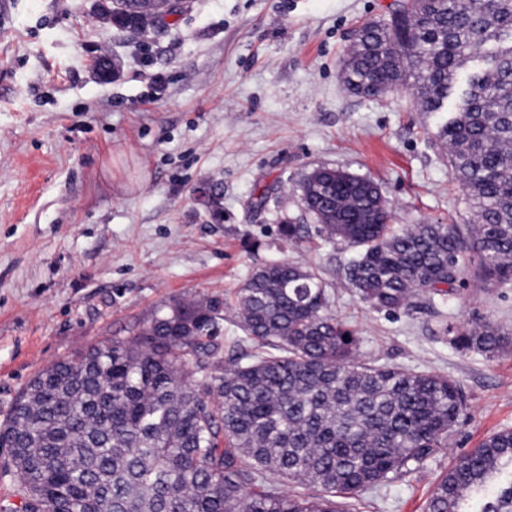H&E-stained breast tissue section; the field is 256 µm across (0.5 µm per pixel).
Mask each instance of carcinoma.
Listing matches in <instances>:
<instances>
[{
    "mask_svg": "<svg viewBox=\"0 0 512 512\" xmlns=\"http://www.w3.org/2000/svg\"><path fill=\"white\" fill-rule=\"evenodd\" d=\"M116 29L143 34L150 17L100 4ZM390 27L353 31L344 82L379 97L414 79V104L437 112L451 179L468 224L392 223L379 186L321 167L300 182L321 239L352 250L342 271L363 302L408 311L421 293L452 296L468 263L489 286L512 281V0H402ZM306 225L283 220V238ZM261 350L211 371L224 308ZM320 272L268 263L219 297L174 300L130 340L95 345L31 379L0 424V448L24 512H338V493L385 487L411 472L466 409L451 378L358 359L357 333L331 311ZM502 327H448L459 351L497 352ZM508 487L480 512H512V429L488 437L442 476L426 512H464L459 492ZM320 486L312 499L275 480Z\"/></svg>",
    "mask_w": 512,
    "mask_h": 512,
    "instance_id": "carcinoma-1",
    "label": "carcinoma"
}]
</instances>
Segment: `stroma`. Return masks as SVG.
Here are the masks:
<instances>
[{
    "label": "stroma",
    "instance_id": "obj_1",
    "mask_svg": "<svg viewBox=\"0 0 512 512\" xmlns=\"http://www.w3.org/2000/svg\"><path fill=\"white\" fill-rule=\"evenodd\" d=\"M98 2L0 0V421L54 362L132 337L172 300L233 297L285 258L329 282L361 360L459 383L467 410L447 446L336 497L340 512H424L448 468L512 429V342L489 357L446 340L485 322L512 331V285L469 274L454 296L390 315L345 282L344 242L278 234L322 166L373 179L394 223L470 219L436 114L410 88L370 98L343 82L353 30L391 23L394 0H185L144 42Z\"/></svg>",
    "mask_w": 512,
    "mask_h": 512
}]
</instances>
